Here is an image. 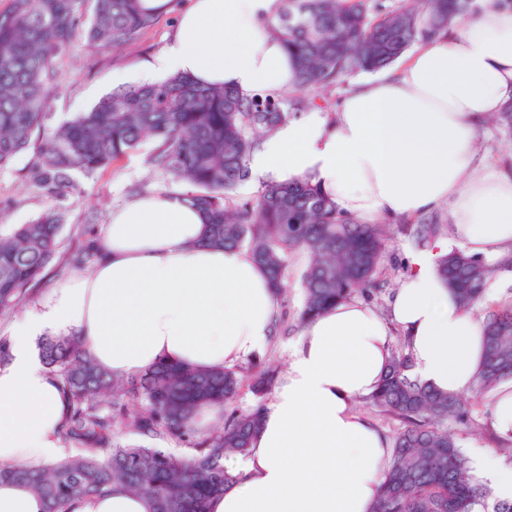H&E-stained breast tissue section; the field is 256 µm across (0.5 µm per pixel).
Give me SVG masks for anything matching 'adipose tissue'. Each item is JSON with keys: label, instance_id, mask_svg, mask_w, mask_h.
<instances>
[{"label": "adipose tissue", "instance_id": "ef3b65f1", "mask_svg": "<svg viewBox=\"0 0 512 512\" xmlns=\"http://www.w3.org/2000/svg\"><path fill=\"white\" fill-rule=\"evenodd\" d=\"M283 0H190L144 83L181 74L245 95L295 87L293 54L269 32ZM512 100V7L482 6L421 43L396 75L355 82L334 116L314 110L280 123L254 149L252 178L308 180L342 213L445 216L452 236L412 252L390 302V321L348 300L308 321L288 369L261 412L239 481L209 512H374L388 438L354 410L376 392L391 359L389 324L408 345L410 373L451 395L468 394L484 361L483 326L438 273L453 248L489 262L512 249V171L481 157L479 131ZM203 213L182 192H149L113 206L98 258L30 302L0 368V465L55 458L67 402L35 348L47 334L80 337L113 375L166 362L216 370L260 353L277 299L268 274L243 249L209 246ZM472 473L512 501V467L490 449Z\"/></svg>", "mask_w": 512, "mask_h": 512}]
</instances>
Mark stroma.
<instances>
[{"instance_id":"stroma-1","label":"stroma","mask_w":512,"mask_h":512,"mask_svg":"<svg viewBox=\"0 0 512 512\" xmlns=\"http://www.w3.org/2000/svg\"><path fill=\"white\" fill-rule=\"evenodd\" d=\"M184 2L172 0L171 12L158 16L153 27L112 51H98L83 38H76L57 62L58 88L51 99L48 127L65 123L75 112L94 105L115 89L116 73H125L128 84H135L138 65L154 56L165 44ZM153 146V141H146L140 151L115 162L106 170L89 176L77 175L75 190L60 201L68 212L67 223L61 233L62 251H75L86 232L97 231L107 221L112 205L139 191L163 190V182L158 177L149 176L144 164L145 154ZM34 160L35 153L30 150L0 170V224L26 223L51 204L52 199L45 190L29 179L28 171ZM410 250L407 238L399 234L387 243L379 290L371 299L372 306L380 314H387L391 297L409 271L406 255ZM303 297L300 281L291 280L285 297L279 303L274 336L260 354L238 363L237 368L242 374L250 377L268 367L280 374L285 372L288 347L300 332L296 315ZM469 412L471 424L464 426L452 422L448 425L449 430L455 433L462 452H469L475 446L490 448L511 466L512 439L500 437L493 429L488 417L487 398L471 402Z\"/></svg>"}]
</instances>
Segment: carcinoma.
<instances>
[{"mask_svg":"<svg viewBox=\"0 0 512 512\" xmlns=\"http://www.w3.org/2000/svg\"><path fill=\"white\" fill-rule=\"evenodd\" d=\"M80 27L78 0H10L0 10V168L39 142L32 178L55 197L74 189V174L90 175L136 152L151 139L144 163L171 186L192 187L190 201L207 218V242L247 248L267 270L276 298L288 288V255L305 251L303 325L321 310L376 291L386 243L382 224H358L342 215L308 181L270 182L238 201L233 191L249 179L246 159L261 137L291 117L299 100L245 97L229 88H207L183 76L119 88L65 124L45 130L56 85L57 59L78 35L107 51L137 38L155 23L140 0H94ZM478 7L477 0H400L390 9L378 0H284L270 31L295 56L296 91L340 84L356 72H376L413 45L439 36ZM67 211L51 205L25 224L0 225V311L37 293L53 262L86 268L96 256L95 235L73 254L61 251ZM449 224H399L395 232L422 249L448 235ZM512 266V249L497 264L453 249L439 259L442 277L469 310L486 285ZM486 355L474 393L512 380V305L483 320ZM39 352L67 400L59 435L67 453L41 465L0 466V484L38 495L44 512H68L72 501L122 489L148 498L152 512H207L210 497L240 479L224 466L243 458L259 429L262 398L274 375L250 383L259 398L205 428L193 425L203 410L234 401L244 377L232 368L197 371L159 364L136 375L102 369L76 336H44ZM408 353H393L380 388L367 405L405 423L394 441L376 512H474L490 489L470 475L467 459L443 423H468L462 399L438 392L408 374ZM128 429L138 444H122ZM169 438L189 450L178 455L145 444Z\"/></svg>","mask_w":512,"mask_h":512,"instance_id":"obj_1","label":"carcinoma"}]
</instances>
